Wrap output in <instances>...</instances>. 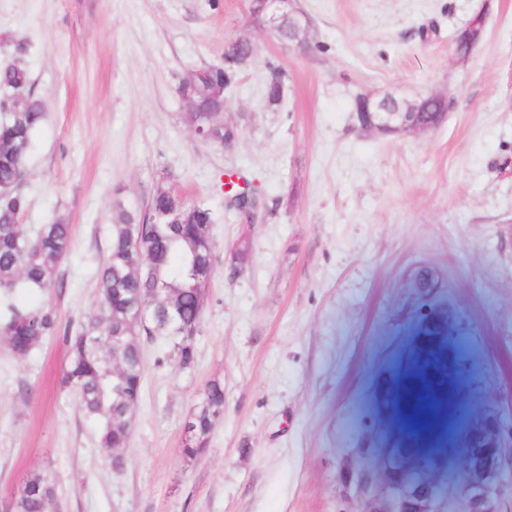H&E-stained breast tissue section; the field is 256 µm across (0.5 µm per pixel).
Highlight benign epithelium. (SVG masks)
I'll return each instance as SVG.
<instances>
[{
    "label": "benign epithelium",
    "instance_id": "benign-epithelium-1",
    "mask_svg": "<svg viewBox=\"0 0 512 512\" xmlns=\"http://www.w3.org/2000/svg\"><path fill=\"white\" fill-rule=\"evenodd\" d=\"M262 4L269 11L271 32L286 27L291 32L288 43L297 48L307 46L309 23L296 0H262ZM485 22L484 18L472 19L459 34L466 50L481 41ZM358 100L361 110L356 113V125L370 136L416 137L436 129L447 117L445 110L423 112L418 101L392 94L364 93L358 95ZM440 298L438 286L414 296L412 311L419 326L452 319L451 309L439 302ZM369 447L370 453L365 448L351 449L343 463L339 495L356 504L354 512H401L400 505L406 499L415 501L414 512H500L503 485L512 488V441L498 438L473 455L467 469L479 475L480 482L448 487L440 484L438 478L445 467L443 461H428L413 468L385 447L379 432L370 435ZM411 468L420 473V479L408 485L402 476Z\"/></svg>",
    "mask_w": 512,
    "mask_h": 512
}]
</instances>
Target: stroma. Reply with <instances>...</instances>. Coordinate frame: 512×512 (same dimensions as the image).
Returning a JSON list of instances; mask_svg holds the SVG:
<instances>
[{"instance_id":"1","label":"stroma","mask_w":512,"mask_h":512,"mask_svg":"<svg viewBox=\"0 0 512 512\" xmlns=\"http://www.w3.org/2000/svg\"><path fill=\"white\" fill-rule=\"evenodd\" d=\"M249 3L0 0V64L27 72L45 112L22 222L32 232L59 215L73 233L63 287L22 301L54 307L65 326L96 314L116 198L139 209L173 188L205 205L216 256L193 366L179 367L168 341L141 340L121 468L60 386L62 338L22 360L0 345V512L43 469L57 486L49 512H345L339 467L422 266L481 358L464 413L512 382V0H299L304 52L254 32ZM480 11L483 37L459 58L453 38ZM248 33L254 61L225 98L238 138L204 142L183 121L178 84ZM272 65L288 76L274 111ZM386 92L447 94L452 106L417 137L361 133L355 98ZM229 174L255 192L253 218L227 207ZM214 379L224 416L189 460L186 424Z\"/></svg>"}]
</instances>
